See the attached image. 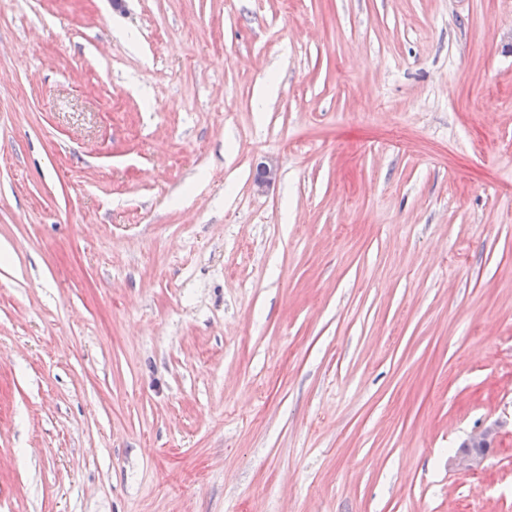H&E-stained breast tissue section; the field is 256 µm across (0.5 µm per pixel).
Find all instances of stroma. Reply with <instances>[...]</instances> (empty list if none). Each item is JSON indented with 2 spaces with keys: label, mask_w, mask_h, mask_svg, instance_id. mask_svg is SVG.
Returning <instances> with one entry per match:
<instances>
[{
  "label": "stroma",
  "mask_w": 512,
  "mask_h": 512,
  "mask_svg": "<svg viewBox=\"0 0 512 512\" xmlns=\"http://www.w3.org/2000/svg\"><path fill=\"white\" fill-rule=\"evenodd\" d=\"M0 512H512V0H0Z\"/></svg>",
  "instance_id": "35a3bbf8"
}]
</instances>
